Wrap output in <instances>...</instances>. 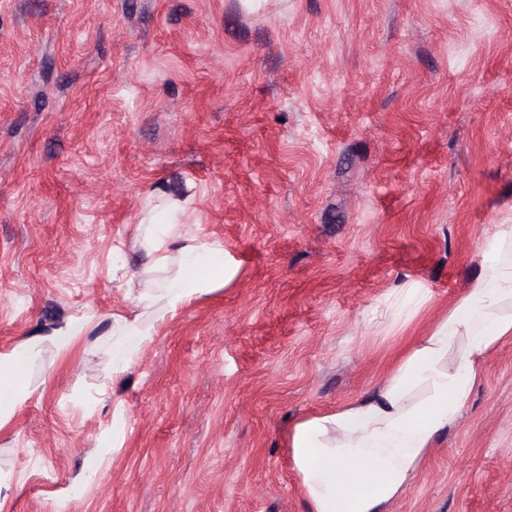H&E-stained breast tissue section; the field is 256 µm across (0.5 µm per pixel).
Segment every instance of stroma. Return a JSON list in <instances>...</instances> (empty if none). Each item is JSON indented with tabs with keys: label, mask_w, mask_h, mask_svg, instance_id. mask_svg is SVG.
I'll return each mask as SVG.
<instances>
[{
	"label": "stroma",
	"mask_w": 512,
	"mask_h": 512,
	"mask_svg": "<svg viewBox=\"0 0 512 512\" xmlns=\"http://www.w3.org/2000/svg\"><path fill=\"white\" fill-rule=\"evenodd\" d=\"M164 195L237 273L111 383ZM497 224L512 0H0V354L93 317L0 426V512H309L289 430L374 393ZM388 512H512V340ZM426 302V296L419 288H405L394 300L389 301L382 315V320L401 317L418 311ZM123 428H124V419L123 415L120 411L115 410L112 413V426L106 428L104 430V438L105 440L111 441L112 440V446H105V447H112V448H99L98 450V458L100 465L102 466L106 462V458L114 451H117L121 448L123 443Z\"/></svg>",
	"instance_id": "1"
}]
</instances>
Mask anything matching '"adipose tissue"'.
<instances>
[{"label": "adipose tissue", "instance_id": "ef3b65f1", "mask_svg": "<svg viewBox=\"0 0 512 512\" xmlns=\"http://www.w3.org/2000/svg\"><path fill=\"white\" fill-rule=\"evenodd\" d=\"M181 215V203L170 199L146 218L151 266L169 276L163 287L138 292L129 313L113 315L110 379L137 364L159 323L226 282L223 245L185 232ZM511 250L512 224L495 225L467 293L400 357L372 396L291 428V461L311 512H388L407 492L441 435L457 422L483 360L512 338ZM90 325L88 316H78L0 354V424L35 394L28 371L44 343L66 349Z\"/></svg>", "mask_w": 512, "mask_h": 512}]
</instances>
